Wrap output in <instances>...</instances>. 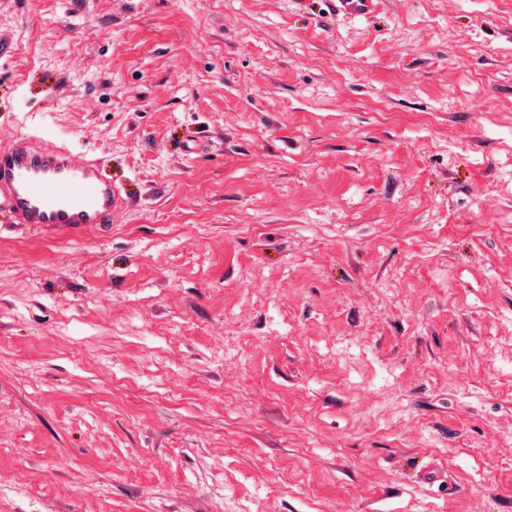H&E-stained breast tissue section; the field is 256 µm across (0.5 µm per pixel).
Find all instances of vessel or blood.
Returning <instances> with one entry per match:
<instances>
[{
  "label": "vessel or blood",
  "mask_w": 512,
  "mask_h": 512,
  "mask_svg": "<svg viewBox=\"0 0 512 512\" xmlns=\"http://www.w3.org/2000/svg\"><path fill=\"white\" fill-rule=\"evenodd\" d=\"M102 162L63 144L20 135L0 145V209L25 230L67 233L107 223L131 200L105 180Z\"/></svg>",
  "instance_id": "b4317fda"
}]
</instances>
